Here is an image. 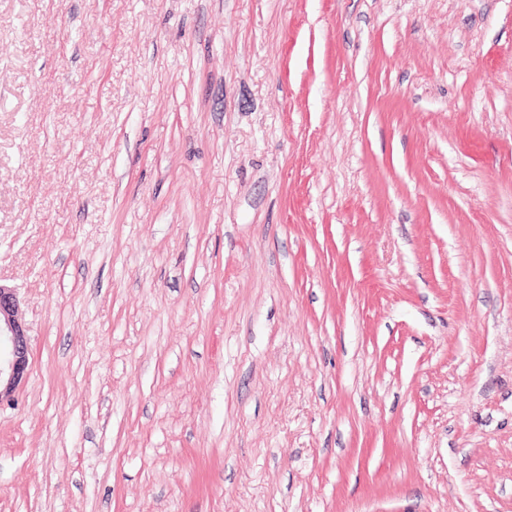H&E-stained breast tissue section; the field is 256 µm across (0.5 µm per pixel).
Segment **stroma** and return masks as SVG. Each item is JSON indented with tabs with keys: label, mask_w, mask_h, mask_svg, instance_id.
Segmentation results:
<instances>
[{
	"label": "stroma",
	"mask_w": 512,
	"mask_h": 512,
	"mask_svg": "<svg viewBox=\"0 0 512 512\" xmlns=\"http://www.w3.org/2000/svg\"><path fill=\"white\" fill-rule=\"evenodd\" d=\"M0 512H512V0H0ZM18 318L13 288L0 284V401L9 398L27 376L29 349Z\"/></svg>",
	"instance_id": "stroma-1"
}]
</instances>
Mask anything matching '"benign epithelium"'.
<instances>
[{"mask_svg":"<svg viewBox=\"0 0 512 512\" xmlns=\"http://www.w3.org/2000/svg\"><path fill=\"white\" fill-rule=\"evenodd\" d=\"M29 349L14 289L0 284V401L27 376Z\"/></svg>","mask_w":512,"mask_h":512,"instance_id":"benign-epithelium-1","label":"benign epithelium"}]
</instances>
